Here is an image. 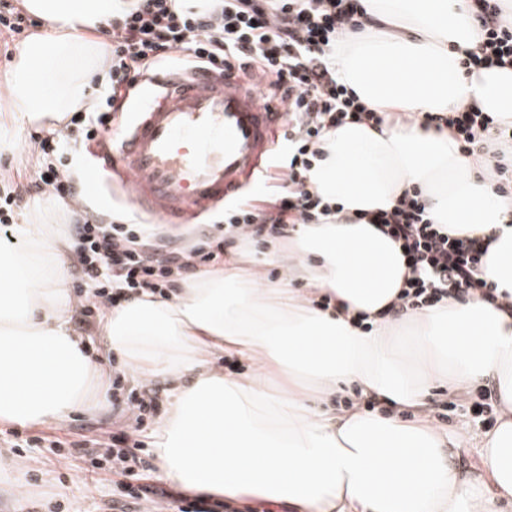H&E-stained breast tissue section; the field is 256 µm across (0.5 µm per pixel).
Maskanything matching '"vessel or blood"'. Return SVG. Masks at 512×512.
Wrapping results in <instances>:
<instances>
[{
  "label": "vessel or blood",
  "instance_id": "obj_1",
  "mask_svg": "<svg viewBox=\"0 0 512 512\" xmlns=\"http://www.w3.org/2000/svg\"><path fill=\"white\" fill-rule=\"evenodd\" d=\"M148 99L99 150L96 192L110 172L131 187L130 200L165 224H179L238 189L286 124L282 104L264 102L233 74H174L148 81Z\"/></svg>",
  "mask_w": 512,
  "mask_h": 512
}]
</instances>
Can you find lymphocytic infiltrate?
Masks as SVG:
<instances>
[{"label":"lymphocytic infiltrate","instance_id":"lymphocytic-infiltrate-1","mask_svg":"<svg viewBox=\"0 0 512 512\" xmlns=\"http://www.w3.org/2000/svg\"><path fill=\"white\" fill-rule=\"evenodd\" d=\"M475 2L486 36L481 54L471 55L470 64H512V26L500 23L498 0ZM363 14L360 0H218L202 15L179 11L176 0H137L112 21L108 32L112 56L106 62L109 88L104 101L97 111L71 122L80 126L83 144L96 141L113 113L127 107L139 79L166 61L218 74L242 70L258 80L264 100L285 103L291 121L288 157L271 177L274 205L243 200L225 210L224 221L229 232L249 241L284 235L288 226L311 224L330 214L307 188L325 130L348 118L380 120L340 81L335 60L325 52L337 26L349 22L361 28ZM447 124L466 154L487 153L492 144L512 140V128L495 124L485 112H454ZM39 147L37 179L0 189V244L12 242L14 210L24 196L47 192L73 204L80 244L77 281L86 291L82 325H90L102 307L116 305L127 294L160 292L200 265L220 263V241L177 248L132 220L93 210L82 197L77 172L62 159L59 140L43 138ZM376 221L406 253L411 276L402 297L405 306L422 308L473 290L492 294L480 277L488 242L448 236L429 218L420 193L404 195ZM156 408L155 397L129 395L131 422L112 433V452L123 464L129 507L151 501L152 466L142 436Z\"/></svg>","mask_w":512,"mask_h":512}]
</instances>
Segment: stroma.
Instances as JSON below:
<instances>
[{
  "label": "stroma",
  "instance_id": "1",
  "mask_svg": "<svg viewBox=\"0 0 512 512\" xmlns=\"http://www.w3.org/2000/svg\"><path fill=\"white\" fill-rule=\"evenodd\" d=\"M45 128L20 127L14 130L16 148L9 153H0V176L16 174L29 178L38 170V141L48 136ZM287 146L283 135H276L271 151L262 158L253 174L243 179L238 194L240 198L260 203L271 197L270 183L266 176L279 162ZM102 208L135 212L140 224L160 232L179 245L190 246L196 241L199 231L211 232L220 238L224 235V208L216 206L201 212L187 224H163L149 213L134 211L126 187L119 178H111L103 187L98 199ZM492 386L480 387L468 393L462 390H438L428 404L434 413H445L441 425L448 430L465 425L468 429L456 458L465 470L479 463L478 451L474 448V435L487 432L484 413L478 407L493 402ZM121 402L108 400L98 412L78 411L62 423L41 426L14 427L0 424V512H103L106 504L124 498L123 479L106 467L102 456L84 452L83 444L95 441L107 442L113 427L125 421ZM40 437L35 448L16 447L20 437ZM26 462L24 473L26 491L15 496L10 490L12 468Z\"/></svg>",
  "mask_w": 512,
  "mask_h": 512
}]
</instances>
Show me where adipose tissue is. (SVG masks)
Instances as JSON below:
<instances>
[{
	"label": "adipose tissue",
	"mask_w": 512,
	"mask_h": 512,
	"mask_svg": "<svg viewBox=\"0 0 512 512\" xmlns=\"http://www.w3.org/2000/svg\"><path fill=\"white\" fill-rule=\"evenodd\" d=\"M126 0H24L44 24L6 80L10 126L56 129L89 111L90 84L112 47L88 38ZM362 28L330 44L336 69L381 124L327 131L308 189L330 206L266 253L277 280L236 257L170 296L143 290L99 321L126 373L169 380L154 454L159 477L184 490L289 512H503L512 505V310L481 296L399 311L409 267L372 224L405 192L423 194L454 237H487L483 277L512 294V197L497 194L486 158L464 155L425 113L478 109L512 126V66L466 67L485 32L473 0H363ZM44 202L0 249V424L58 423L110 396L108 370L75 329L69 244ZM228 356L246 364L229 373ZM492 382L496 427L475 440L480 467L454 461L458 433L419 411L436 388ZM357 387L358 405L331 402ZM377 404L374 412L363 402ZM415 419H405V412Z\"/></svg>",
	"instance_id": "adipose-tissue-1"
}]
</instances>
